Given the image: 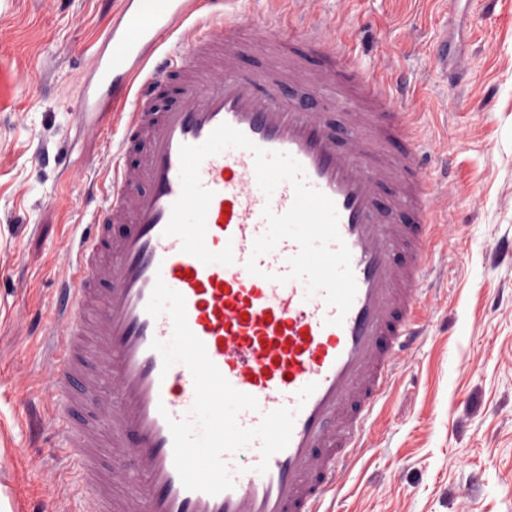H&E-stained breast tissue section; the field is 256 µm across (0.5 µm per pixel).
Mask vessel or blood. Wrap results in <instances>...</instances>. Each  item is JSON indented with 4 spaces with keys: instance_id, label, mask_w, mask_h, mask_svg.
<instances>
[{
    "instance_id": "1",
    "label": "vessel or blood",
    "mask_w": 512,
    "mask_h": 512,
    "mask_svg": "<svg viewBox=\"0 0 512 512\" xmlns=\"http://www.w3.org/2000/svg\"><path fill=\"white\" fill-rule=\"evenodd\" d=\"M267 30L248 39L224 0H119L78 89L82 114H111L121 129L104 204L70 252L49 323L57 447L89 492L88 512H325L369 449L366 427L398 360L428 335L422 282L433 258L432 200L446 184L424 171L397 82L362 67L347 45H328L321 26L284 16ZM229 31L253 55L270 56L269 66L240 73L224 46ZM289 85L336 87L347 110L329 96L307 108L283 95ZM223 123L290 153L306 183L334 201L357 285L343 325H333L337 310L324 293L280 283L295 241L253 257L264 207L285 213L294 189L285 182L265 196L250 151L228 149L200 167L214 193L205 243L214 252L232 246L233 264L202 263L163 236L181 192V145L201 144ZM252 257L260 275L246 269ZM159 277L184 296L188 326L223 377L257 399L258 410L240 413L242 427L282 407L295 412L290 443L266 473L256 470L261 443L252 441L230 458L233 489L216 495L186 489L174 465L168 422L187 416L195 391L184 364L163 369L151 348L173 332L169 315L145 310ZM311 382L317 390L299 403ZM128 458L132 466L118 468Z\"/></svg>"
}]
</instances>
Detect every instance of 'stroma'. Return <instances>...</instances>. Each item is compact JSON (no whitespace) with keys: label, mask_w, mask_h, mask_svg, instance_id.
I'll list each match as a JSON object with an SVG mask.
<instances>
[{"label":"stroma","mask_w":512,"mask_h":512,"mask_svg":"<svg viewBox=\"0 0 512 512\" xmlns=\"http://www.w3.org/2000/svg\"><path fill=\"white\" fill-rule=\"evenodd\" d=\"M117 0H0V495L11 512H86L54 454V368L33 322L49 318L110 177L105 118L84 123L77 87ZM328 42L406 75L435 201L437 291L422 347L400 365L332 512H512V0H308ZM447 43L448 56L437 47Z\"/></svg>","instance_id":"1"}]
</instances>
